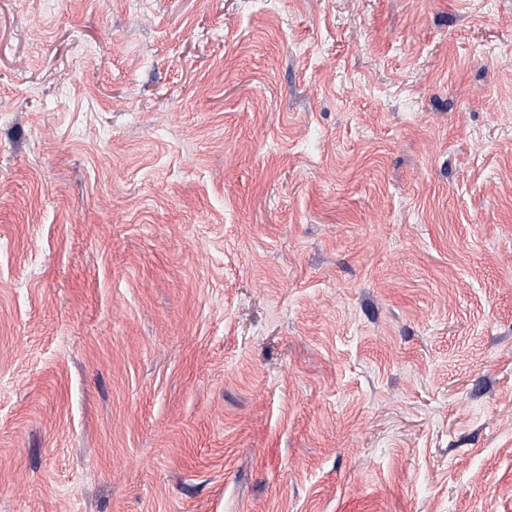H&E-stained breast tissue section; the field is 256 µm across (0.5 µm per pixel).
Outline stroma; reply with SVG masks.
Here are the masks:
<instances>
[{
    "label": "stroma",
    "instance_id": "1",
    "mask_svg": "<svg viewBox=\"0 0 512 512\" xmlns=\"http://www.w3.org/2000/svg\"><path fill=\"white\" fill-rule=\"evenodd\" d=\"M0 512H512V0H0Z\"/></svg>",
    "mask_w": 512,
    "mask_h": 512
}]
</instances>
